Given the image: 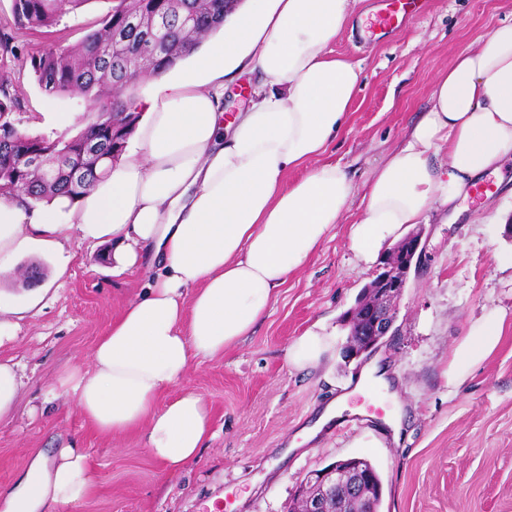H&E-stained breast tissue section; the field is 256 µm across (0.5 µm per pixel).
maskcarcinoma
Wrapping results in <instances>:
<instances>
[{
	"mask_svg": "<svg viewBox=\"0 0 512 512\" xmlns=\"http://www.w3.org/2000/svg\"><path fill=\"white\" fill-rule=\"evenodd\" d=\"M93 0H13L20 29L51 28ZM233 0H115L100 27L83 38L79 53L65 48L29 56L33 77L49 95H81L97 116L69 138L18 135L14 114L20 100L13 85L0 83V187L20 188L33 203L56 197L74 201L112 166V151L127 139L139 118L131 91L145 74L159 76L197 51L224 23ZM117 94H112V89ZM41 153L51 162L44 176L29 173L25 157ZM354 492L328 496L329 512H380L383 483L372 463L346 468Z\"/></svg>",
	"mask_w": 512,
	"mask_h": 512,
	"instance_id": "1",
	"label": "carcinoma"
}]
</instances>
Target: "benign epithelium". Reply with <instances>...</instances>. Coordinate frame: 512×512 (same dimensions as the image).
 I'll use <instances>...</instances> for the list:
<instances>
[{"instance_id": "7a95c632", "label": "benign epithelium", "mask_w": 512, "mask_h": 512, "mask_svg": "<svg viewBox=\"0 0 512 512\" xmlns=\"http://www.w3.org/2000/svg\"><path fill=\"white\" fill-rule=\"evenodd\" d=\"M422 257V231L407 235L404 241L394 246L377 269L373 284L367 287L362 301L352 309L347 322L357 324L358 333L349 335L342 349L343 357L352 360L361 355L360 347L378 342L386 336L395 322L396 301L402 296L410 272L408 255ZM343 469L334 464L323 472L315 473L310 480H318L333 492L345 487L340 480Z\"/></svg>"}]
</instances>
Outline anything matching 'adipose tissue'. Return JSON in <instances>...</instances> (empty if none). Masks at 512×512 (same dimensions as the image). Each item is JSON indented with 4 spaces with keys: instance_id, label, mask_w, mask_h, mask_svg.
<instances>
[{
    "instance_id": "adipose-tissue-1",
    "label": "adipose tissue",
    "mask_w": 512,
    "mask_h": 512,
    "mask_svg": "<svg viewBox=\"0 0 512 512\" xmlns=\"http://www.w3.org/2000/svg\"><path fill=\"white\" fill-rule=\"evenodd\" d=\"M359 3L242 0L190 67L159 76L137 101L134 149L80 200L29 211L0 195V263L61 249L75 230L113 243L119 270L156 261L155 278L99 339L90 365L64 371L52 389L71 395L99 434L140 435L167 474L197 460L210 435L208 399L178 388L192 360L223 356L249 335L351 204L360 214L348 241L369 265L431 211L457 218L459 199L512 154L507 23L439 69L427 111L365 191L322 162L363 79L332 50ZM245 67L262 81L225 121V82ZM511 320L492 308L468 326L452 352L453 383L492 354ZM97 485L84 449L40 451L0 491V512H71Z\"/></svg>"
}]
</instances>
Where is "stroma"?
Returning a JSON list of instances; mask_svg holds the SVG:
<instances>
[{
  "instance_id": "1",
  "label": "stroma",
  "mask_w": 512,
  "mask_h": 512,
  "mask_svg": "<svg viewBox=\"0 0 512 512\" xmlns=\"http://www.w3.org/2000/svg\"><path fill=\"white\" fill-rule=\"evenodd\" d=\"M108 8L107 0H91L56 27L31 30L16 28L12 0H0V32L12 34L17 48L0 67V80L20 97V133L71 137L84 127L91 101L46 94L27 59L51 47L78 50ZM377 15L375 0H362L332 45L361 66L365 84L324 159L344 167L360 188L425 112L438 69L511 23L512 0H426L420 15L386 35ZM485 181L492 191L470 192L457 220L437 213L423 225L425 254L390 332L370 358L349 361L342 355L344 316L376 272L350 248L346 222L359 212L351 206L345 222L279 288L249 336L223 357L191 363L181 387L208 398L212 435L200 458L174 475L163 472L137 435L102 436L67 395L47 396L59 374L89 364L96 342L148 283L149 269L117 271L100 260L111 244L76 234L62 254L11 260L0 271V289L44 298L36 312L11 317L10 337L0 341V357L17 364L24 382L13 416L0 421V488L11 485L32 451L73 440L99 477L78 512H287L307 475L354 456L369 459L382 478L381 512H512V327L461 385L448 379L452 350L470 322L492 307L512 313V164ZM477 215L482 223H474ZM32 264L42 270L36 283L26 280ZM316 323L330 338L322 362L287 365L288 347ZM372 359L386 369L388 387L356 390ZM341 394L348 409L339 422L299 444L304 428ZM396 410L403 427L397 443L383 424Z\"/></svg>"
}]
</instances>
